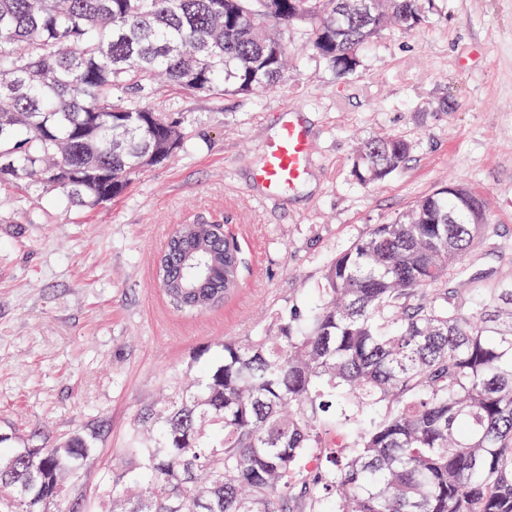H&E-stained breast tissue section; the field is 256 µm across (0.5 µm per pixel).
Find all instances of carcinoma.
<instances>
[{"label": "carcinoma", "instance_id": "obj_1", "mask_svg": "<svg viewBox=\"0 0 512 512\" xmlns=\"http://www.w3.org/2000/svg\"><path fill=\"white\" fill-rule=\"evenodd\" d=\"M0 0V184L92 209L185 145L155 84L252 95L288 73V28L339 75L424 0ZM411 143L363 141L362 184ZM486 205L450 184L373 225L304 307L200 351L195 382L140 408L101 497L115 512H512V281H476L469 311L448 274L489 233ZM246 253L213 225L179 224L156 276L168 304L200 274L212 306L243 284ZM94 453L73 434L41 448L0 438V512H56Z\"/></svg>", "mask_w": 512, "mask_h": 512}]
</instances>
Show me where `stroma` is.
Listing matches in <instances>:
<instances>
[{"label": "stroma", "instance_id": "obj_1", "mask_svg": "<svg viewBox=\"0 0 512 512\" xmlns=\"http://www.w3.org/2000/svg\"><path fill=\"white\" fill-rule=\"evenodd\" d=\"M288 34L293 68L259 97L161 91L155 108L180 117L187 145L137 176L118 199L65 207L0 187V436L40 448L81 433L94 459L71 478L94 501L125 467L118 453L142 405L172 387L195 355L262 328L314 298L336 256L445 183L489 202L488 236L465 256L468 276L512 278V0H436L413 33L389 28L342 77ZM313 144L303 179L279 195L256 180L261 149L284 111ZM394 133L413 149L373 185L356 182L359 141ZM226 222L249 259L223 306L171 309L154 272L172 225Z\"/></svg>", "mask_w": 512, "mask_h": 512}]
</instances>
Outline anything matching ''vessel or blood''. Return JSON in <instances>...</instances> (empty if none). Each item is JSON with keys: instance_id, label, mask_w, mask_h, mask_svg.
<instances>
[{"instance_id": "1", "label": "vessel or blood", "mask_w": 512, "mask_h": 512, "mask_svg": "<svg viewBox=\"0 0 512 512\" xmlns=\"http://www.w3.org/2000/svg\"><path fill=\"white\" fill-rule=\"evenodd\" d=\"M313 146L305 125L285 114L275 138L262 148L263 163L257 181L266 195L300 181L312 161Z\"/></svg>"}]
</instances>
